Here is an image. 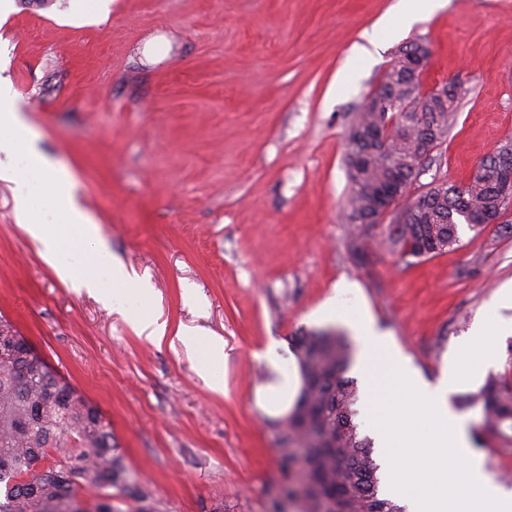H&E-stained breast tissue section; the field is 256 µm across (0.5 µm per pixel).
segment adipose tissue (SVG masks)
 <instances>
[{"label": "adipose tissue", "mask_w": 512, "mask_h": 512, "mask_svg": "<svg viewBox=\"0 0 512 512\" xmlns=\"http://www.w3.org/2000/svg\"><path fill=\"white\" fill-rule=\"evenodd\" d=\"M37 137L24 119L22 112L11 95L8 84L0 83V152L35 150ZM0 180L14 186L16 210L24 229L36 241L40 242L47 256H54L63 239L58 228L44 223L40 213L32 210L28 199V181L16 168L0 163ZM62 220L69 236L65 241L87 250L91 256L82 273H75L70 266L56 265L55 271L63 281L76 283L77 287L98 292L102 289L101 276L96 259L99 251L95 246L97 227L94 218L81 209L76 202H68L62 212Z\"/></svg>", "instance_id": "ef3b65f1"}]
</instances>
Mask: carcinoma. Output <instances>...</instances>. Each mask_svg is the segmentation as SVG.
<instances>
[{
    "label": "carcinoma",
    "instance_id": "carcinoma-1",
    "mask_svg": "<svg viewBox=\"0 0 512 512\" xmlns=\"http://www.w3.org/2000/svg\"><path fill=\"white\" fill-rule=\"evenodd\" d=\"M399 52L409 63L430 56L421 42L409 43ZM411 75L405 65L390 68L379 82L383 111L362 110L355 116L347 137V218H363L379 207L380 187L398 172L402 188L393 203L404 201L405 221L395 225L388 244L405 255L425 257L456 244L458 224H467L478 235L486 228L483 217L498 213L496 168L501 152L482 160L485 167L463 193L457 184L444 182L408 196L415 176L399 161L419 151L420 124L430 128V149L443 142L458 100V93L450 90L447 103L417 111L419 103L398 96L399 81ZM366 136L388 139L387 151L364 152ZM291 348L302 386L282 421L281 469H292L300 451L312 447V436L321 439L322 447L307 457L305 477L311 478L314 490L290 486V500L303 502L302 512H404L398 503L379 495V464L371 441L360 436L354 421L357 389L345 377L353 350L349 339L333 330L310 331L294 337ZM29 351L22 337L15 349L0 357V512H74L75 496L84 487L101 491L96 512H121L110 500L112 487L146 497L112 446V425L81 396L61 404L59 398L73 393V388L57 379L44 361L28 358ZM466 406L481 408L492 429L512 441V381L489 376L467 396ZM75 454L85 460L80 473L65 468Z\"/></svg>",
    "mask_w": 512,
    "mask_h": 512
}]
</instances>
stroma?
Instances as JSON below:
<instances>
[{
	"mask_svg": "<svg viewBox=\"0 0 512 512\" xmlns=\"http://www.w3.org/2000/svg\"><path fill=\"white\" fill-rule=\"evenodd\" d=\"M396 0H11L0 23L4 72L39 135L74 183L102 252L147 283L148 298L112 282L113 304L72 288L21 226L0 181V320L112 423L116 451L146 485L122 512H297L278 501L279 416L257 403L297 373L291 338L336 330L359 345L347 314L387 336L434 384L459 344L512 285V235L458 227L430 257L382 246L391 209L352 250L345 220L350 125L399 48L432 56L426 86L461 79L456 120L434 162L408 188L466 181L512 142V0H448L389 37L378 19ZM376 44L353 54L365 34ZM31 177L46 223L62 201L31 155L8 156ZM335 301L342 316L325 313ZM491 371L512 379V305ZM154 317L162 340L138 335ZM224 342L206 369L179 330ZM223 391H215L214 381Z\"/></svg>",
	"mask_w": 512,
	"mask_h": 512,
	"instance_id": "obj_1",
	"label": "stroma"
}]
</instances>
